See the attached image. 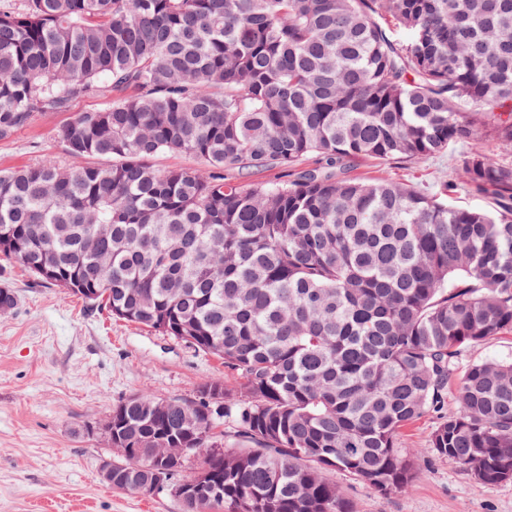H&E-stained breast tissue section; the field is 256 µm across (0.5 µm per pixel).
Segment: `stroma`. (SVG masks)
I'll list each match as a JSON object with an SVG mask.
<instances>
[{
	"instance_id": "obj_1",
	"label": "stroma",
	"mask_w": 512,
	"mask_h": 512,
	"mask_svg": "<svg viewBox=\"0 0 512 512\" xmlns=\"http://www.w3.org/2000/svg\"><path fill=\"white\" fill-rule=\"evenodd\" d=\"M104 104L86 96L69 110L37 116L0 142V169L48 159L69 165L55 127ZM466 151L457 144L421 160L363 159L345 164L341 174L387 176L429 195L447 181L455 186L452 204L492 207L489 196L461 181L458 159ZM1 287L14 293L16 305L0 314V512H182L168 491L132 493L100 480V463L111 454L101 429L118 401L140 392L195 398L205 384L223 379L222 361L97 310L3 255ZM434 427L427 417L404 436L418 461L409 492L382 496L337 470L329 478L354 512H512V482L483 486L455 464L425 455Z\"/></svg>"
}]
</instances>
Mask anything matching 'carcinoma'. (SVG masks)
I'll use <instances>...</instances> for the list:
<instances>
[{
	"instance_id": "1",
	"label": "carcinoma",
	"mask_w": 512,
	"mask_h": 512,
	"mask_svg": "<svg viewBox=\"0 0 512 512\" xmlns=\"http://www.w3.org/2000/svg\"><path fill=\"white\" fill-rule=\"evenodd\" d=\"M404 33L399 37L398 33ZM74 160L0 170V253L39 281L224 360L193 400L112 408L135 493L183 512H354L326 473L407 492L403 431L474 481L512 480V362L462 365L512 332V0H24L0 11V141L72 100ZM496 141L487 151L483 137ZM469 151L492 211L403 182L310 169L275 187L224 170ZM182 153L206 174L158 170ZM103 224L97 251L86 246ZM456 407L448 410V394ZM153 163L155 167L159 169L185 167L195 169L199 173H205L207 171V167L204 163L192 156L184 154L163 153L156 156Z\"/></svg>"
}]
</instances>
